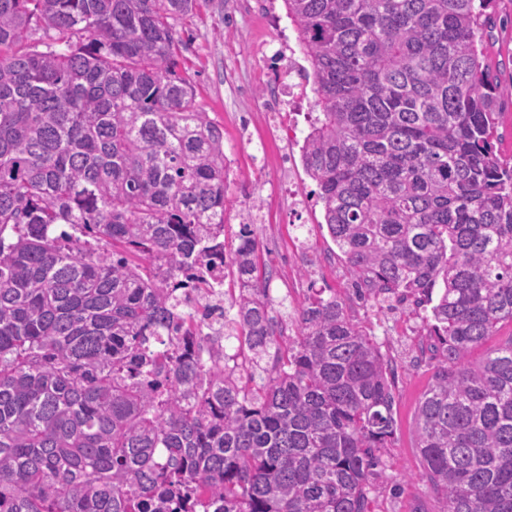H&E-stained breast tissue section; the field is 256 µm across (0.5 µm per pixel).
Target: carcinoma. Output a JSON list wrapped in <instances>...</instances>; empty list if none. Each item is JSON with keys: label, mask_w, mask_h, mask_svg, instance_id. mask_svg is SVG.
<instances>
[{"label": "carcinoma", "mask_w": 512, "mask_h": 512, "mask_svg": "<svg viewBox=\"0 0 512 512\" xmlns=\"http://www.w3.org/2000/svg\"><path fill=\"white\" fill-rule=\"evenodd\" d=\"M497 2L284 0L302 164L356 293L431 305L440 512H512V338L469 359L512 323ZM195 3L0 0V512H368L395 369L346 303L307 297L281 349L243 224L237 352L203 358L185 309L226 253L224 129L177 73Z\"/></svg>", "instance_id": "carcinoma-1"}]
</instances>
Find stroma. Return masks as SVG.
Masks as SVG:
<instances>
[{"label": "stroma", "mask_w": 512, "mask_h": 512, "mask_svg": "<svg viewBox=\"0 0 512 512\" xmlns=\"http://www.w3.org/2000/svg\"><path fill=\"white\" fill-rule=\"evenodd\" d=\"M178 29L184 42L178 72L193 85L200 110L223 127L224 153L237 172L224 190L227 249L240 243L241 213L257 208L258 262L273 272L270 294L277 315L293 316L314 287L349 305L351 317L397 367L396 435L373 480L369 512H413L423 501L429 512H438L421 478L416 421L435 364L428 313L408 302L383 312L357 301L321 204L312 200L297 207L288 194L292 183L305 193L315 188L300 147L316 95L283 0H197ZM288 89L298 95L293 111L281 121L269 120L264 98Z\"/></svg>", "instance_id": "stroma-1"}]
</instances>
